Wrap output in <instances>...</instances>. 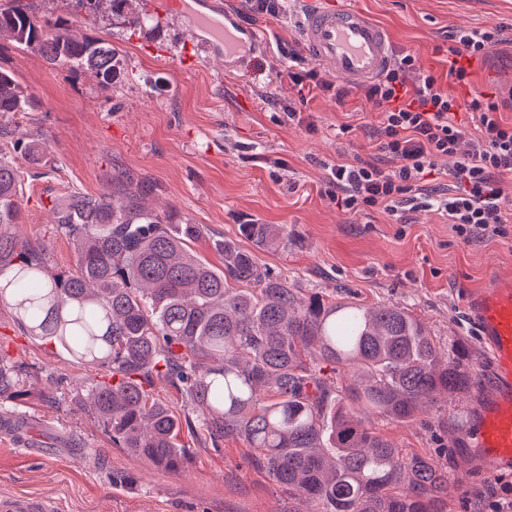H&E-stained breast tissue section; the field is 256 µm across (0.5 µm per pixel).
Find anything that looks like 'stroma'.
Here are the masks:
<instances>
[{
	"label": "stroma",
	"mask_w": 512,
	"mask_h": 512,
	"mask_svg": "<svg viewBox=\"0 0 512 512\" xmlns=\"http://www.w3.org/2000/svg\"><path fill=\"white\" fill-rule=\"evenodd\" d=\"M30 2L38 15L68 19L76 37L110 43L123 73L105 84L0 40V69L13 72L34 101L31 111L0 119L11 132L0 152L12 153L17 140L48 144L38 163L16 159L20 238L46 246L50 270L74 269V242L57 229L55 205L107 191L121 199V187H107L106 179L125 171L146 181L151 193L145 204L154 213L174 211L182 223L199 226L191 247L212 267L223 265L213 240L246 249L240 225H282L287 244L256 257L303 294L404 307L441 346H462L459 362L474 377L470 391L423 407L416 423L380 421L376 427L407 456L446 449L448 512H485V493L512 485V473L475 466L476 429L454 424L491 381L489 354L465 299L491 273H512V233L468 242L446 214L432 209L395 216L337 207L328 193L329 169L376 155L378 114L362 88H352L341 104L333 93L302 90L291 81L289 51H296L300 65H314L296 23L302 0H287L275 16L252 11L247 0H227L265 40L256 61L230 73L223 59L192 43L183 24L149 15L134 28L107 4L89 14L77 11L74 0ZM327 2L382 23L393 36L395 56L412 55L418 72L433 73L443 85L453 31L501 27L499 43L479 59L493 73L482 91L498 100L503 122L512 123V0ZM288 105L301 112L303 123L288 120ZM344 125L349 133H341ZM0 350L19 366L28 390L23 400H0V415L27 419L46 447L79 450L71 457H35L0 438V497L48 498L59 512H315L313 502H289L287 490L242 440L228 437L212 447L184 392L170 384L154 382L151 393L192 422L180 433L188 462L177 473L113 446L85 398L86 386L107 378V368L28 335L3 303Z\"/></svg>",
	"instance_id": "stroma-1"
}]
</instances>
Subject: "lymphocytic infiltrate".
<instances>
[{
  "label": "lymphocytic infiltrate",
  "instance_id": "obj_1",
  "mask_svg": "<svg viewBox=\"0 0 512 512\" xmlns=\"http://www.w3.org/2000/svg\"><path fill=\"white\" fill-rule=\"evenodd\" d=\"M501 33L498 27L456 30L449 78L467 84L469 72L460 56L484 55ZM414 67V57L404 56L365 88L366 100L381 117L374 131L379 155L333 165L331 196L347 211L380 209L394 214L407 194L421 190L437 159L445 158L452 162L454 190L438 207L456 232L468 241L505 234L508 218L500 199L506 179L512 178V124L502 121L498 102L487 94L459 98L444 91L434 75L411 77ZM461 112L471 113L475 120L472 137H465L456 121ZM386 161L391 164L387 170L382 167Z\"/></svg>",
  "mask_w": 512,
  "mask_h": 512
}]
</instances>
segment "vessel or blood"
<instances>
[{"label": "vessel or blood", "instance_id": "obj_1", "mask_svg": "<svg viewBox=\"0 0 512 512\" xmlns=\"http://www.w3.org/2000/svg\"><path fill=\"white\" fill-rule=\"evenodd\" d=\"M219 0H196L192 33L203 27L224 33V61L254 57L263 43L259 29L242 25L228 12L223 22L211 18L220 10ZM303 44L310 57L328 64L332 72L359 87L379 77L393 61L388 29L363 12L347 8L306 9L299 18ZM468 315L478 326L483 344L491 353L493 379L476 422L477 453L482 469L512 470V275L495 274L482 288L467 295ZM54 501L25 495L0 498V512H57Z\"/></svg>", "mask_w": 512, "mask_h": 512}]
</instances>
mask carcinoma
Instances as JSON below:
<instances>
[{"label": "carcinoma", "instance_id": "1", "mask_svg": "<svg viewBox=\"0 0 512 512\" xmlns=\"http://www.w3.org/2000/svg\"><path fill=\"white\" fill-rule=\"evenodd\" d=\"M2 38L104 83L120 77L111 44L41 20L28 0L0 3ZM30 108L14 74L0 70V118ZM15 149L36 163L47 146L34 139ZM120 182L118 204L103 193L57 210L77 263L52 272L44 250L12 232L18 171L0 155V302L30 335L110 370L112 383L90 384L88 399L113 444L170 472L184 467L181 423L150 395L157 378L186 393L212 443L246 442L291 500L318 501V512H447L448 471L432 456L401 455L358 417L409 424L421 405L473 386L422 322L401 307L304 298L227 240L217 271L189 249L197 225L170 231L175 215L142 204L149 187L131 174ZM239 232L258 249L285 238L277 224ZM351 365L361 375L325 376ZM26 395L16 365L0 354V398Z\"/></svg>", "mask_w": 512, "mask_h": 512}]
</instances>
